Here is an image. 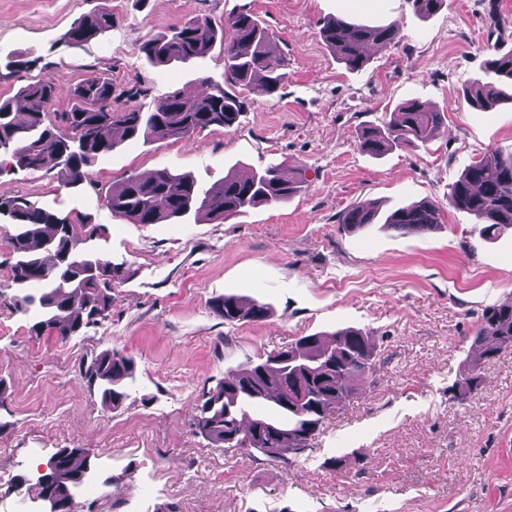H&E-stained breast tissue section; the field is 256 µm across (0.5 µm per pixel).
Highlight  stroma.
I'll list each match as a JSON object with an SVG mask.
<instances>
[{"mask_svg": "<svg viewBox=\"0 0 512 512\" xmlns=\"http://www.w3.org/2000/svg\"><path fill=\"white\" fill-rule=\"evenodd\" d=\"M102 0H0V57L36 58L0 71V98L34 82L72 86L92 73L117 95L140 88L144 107L200 77L224 80V54L167 67L140 51L148 37L191 18L223 21L245 10L273 35L288 78L269 95L245 92L229 129L180 140L123 142L92 169V184L60 188L42 172L0 175V195L90 217L89 245L126 262L112 312L61 341L34 337L33 319L0 299V512H32L19 475L61 448H82L110 486L90 484L93 512H512V352L482 365L478 398L460 404L448 388L474 349L477 319L512 298V230L479 235L473 217L448 208V186L471 161L512 148V101L472 107L463 89L484 77L496 49H512V0H445L431 16L412 0H111L110 29L80 45L64 35ZM396 23L403 39L373 48L348 70L324 44L331 18ZM444 112L446 128L417 148L373 156L363 126L406 102ZM275 163L303 172L288 203L222 221L131 224L104 196L128 175L158 169L207 186L233 169ZM443 205L432 231L402 234L382 224L354 231L351 208L390 213L412 202ZM265 304L259 322L224 323L213 299ZM359 328L376 346L377 377L329 417L308 450L271 462L207 445L194 422L204 391L249 360L299 337ZM117 348L136 363L131 398L114 410L80 371ZM334 457L341 469L328 467Z\"/></svg>", "mask_w": 512, "mask_h": 512, "instance_id": "stroma-1", "label": "stroma"}]
</instances>
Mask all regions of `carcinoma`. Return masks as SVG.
Returning a JSON list of instances; mask_svg holds the SVG:
<instances>
[{"label": "carcinoma", "instance_id": "cac0c4a2", "mask_svg": "<svg viewBox=\"0 0 512 512\" xmlns=\"http://www.w3.org/2000/svg\"><path fill=\"white\" fill-rule=\"evenodd\" d=\"M112 13L94 11L73 22L64 39L72 45L86 42L112 28ZM321 36L339 61L350 70L361 69L370 45L386 46L401 38L394 24L370 26L344 18L327 22ZM223 47L225 81L248 90L254 85L266 94L279 91L287 73L286 59L274 48L268 29L248 12L228 16L219 25L197 17L154 35L140 47L155 65L187 63L205 57L215 45ZM512 85V51L493 54L486 71ZM200 91L170 93L155 109L144 111L132 102L117 104L112 80L90 74L70 88L72 107L59 123L48 118L58 95L54 83L35 82L0 100V156L5 167L28 172H54L60 187L77 191L91 182L96 162L124 140H180L211 127L231 128L241 116L244 98L227 92L208 77L199 79ZM501 91L491 81L477 79L464 91L473 107L488 108ZM445 114L415 102L400 106L379 126L366 129L361 148L380 155L394 147L416 148L441 134ZM303 180L285 175L281 165L229 172L207 189L186 174L157 170L148 177L131 175L111 186L105 199L116 216L132 224L181 221L204 215L225 219L261 205L285 204L301 191ZM448 206L463 210L493 237L512 228V151L477 160L448 188ZM0 216L11 226L6 243L15 256L10 268V297L21 313L35 311L32 335L65 341L95 327L112 312V288L129 274L125 263L79 243H88L96 227L79 213L54 212L22 197L0 196ZM378 216L372 204L344 214L342 223L365 228ZM442 221L434 202L413 203L390 213L384 224L402 232H422ZM214 313L228 324L260 321L267 306L225 295L212 302ZM475 355L464 362L448 388L453 398L468 403L483 385L481 364L512 349V302L484 310L478 319ZM376 368L375 347L365 332L348 328L330 338L302 336L286 348L266 355L259 363L246 362L230 377L203 394L197 406L196 434L216 448H246L268 461L287 459L310 447L325 419L356 393L359 383ZM133 360L119 349H106L92 358L81 373L90 388H98L103 402L117 410L131 398L125 380L132 377ZM60 495L75 494L97 475H88V455L67 448L63 457L46 463Z\"/></svg>", "mask_w": 512, "mask_h": 512}]
</instances>
